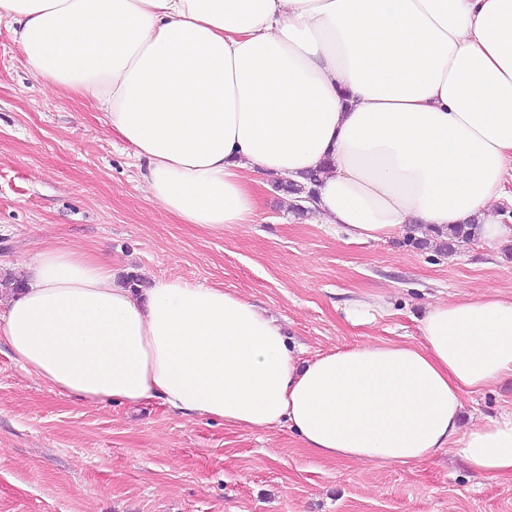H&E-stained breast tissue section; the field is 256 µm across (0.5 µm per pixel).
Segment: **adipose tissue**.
I'll return each mask as SVG.
<instances>
[{
	"instance_id": "ef3b65f1",
	"label": "adipose tissue",
	"mask_w": 512,
	"mask_h": 512,
	"mask_svg": "<svg viewBox=\"0 0 512 512\" xmlns=\"http://www.w3.org/2000/svg\"><path fill=\"white\" fill-rule=\"evenodd\" d=\"M26 69L84 92L182 223H254L267 178L322 176L316 222L356 241L497 220L512 179V0H0ZM0 303L22 368L78 402L157 400L251 430L288 424L328 460L416 464L452 448L512 478V413L461 429L512 373V299L430 305L415 343L302 362L240 295L180 278L126 288L68 246Z\"/></svg>"
}]
</instances>
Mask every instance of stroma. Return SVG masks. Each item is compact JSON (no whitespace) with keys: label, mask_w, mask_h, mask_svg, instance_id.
Returning <instances> with one entry per match:
<instances>
[{"label":"stroma","mask_w":512,"mask_h":512,"mask_svg":"<svg viewBox=\"0 0 512 512\" xmlns=\"http://www.w3.org/2000/svg\"><path fill=\"white\" fill-rule=\"evenodd\" d=\"M258 217L217 233L150 199L132 149L78 93L28 73L0 22V293L49 246L102 250L116 283L181 277L260 304L303 358L384 339L414 342L439 300L512 296V243L447 255L399 231L356 242L294 210L275 181ZM376 301L370 323L347 312ZM512 412V373L464 398L463 427ZM0 512H512V479H480L453 452L420 464L321 459L287 425L250 431L152 401L76 404L0 342Z\"/></svg>","instance_id":"obj_1"}]
</instances>
